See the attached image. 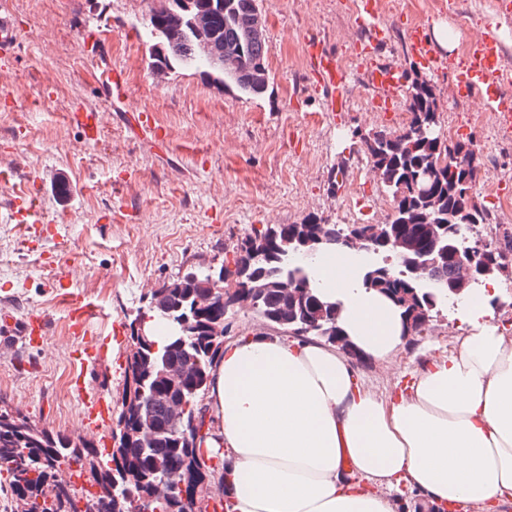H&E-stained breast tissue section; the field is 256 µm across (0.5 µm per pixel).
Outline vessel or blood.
Here are the masks:
<instances>
[{
    "instance_id": "b4317fda",
    "label": "vessel or blood",
    "mask_w": 512,
    "mask_h": 512,
    "mask_svg": "<svg viewBox=\"0 0 512 512\" xmlns=\"http://www.w3.org/2000/svg\"><path fill=\"white\" fill-rule=\"evenodd\" d=\"M356 16L362 37L355 41L353 49L364 66L362 80L373 91L378 108L391 111L399 101L403 73L382 51L389 40L390 31L379 19L378 0H358ZM19 40L20 30L15 15L0 11L1 65L11 62ZM108 40V35L96 27L84 28L80 35L84 52L98 67L94 77L100 94L105 99L126 90L122 69L117 66L105 68L101 65L103 58L108 55ZM407 41L413 59L423 71L434 73L444 66L445 56L437 50L421 24L416 23L409 27ZM306 56L316 86L325 95V111H344L351 81L349 72L320 41L308 42ZM500 59L501 46L497 38L485 37L466 63L456 70L455 86L460 96L480 97L487 111L496 116L499 124L511 128L512 96L505 94L503 88L512 83V76L502 71ZM70 118L81 128L84 140H98L101 129V114L98 110L81 106L71 112ZM10 209L18 223L30 228L40 227L45 233L50 232V225L44 224L41 212L27 195L14 196L10 201ZM45 326L44 316L30 310L20 318L8 317L0 320V334H13L31 342L36 336L42 335ZM102 357L103 350L97 345H84L75 351L81 371L74 378L73 388L81 405L85 427L93 432L103 430L112 421V405L107 397L102 392L88 390L84 383V370L97 367Z\"/></svg>"
}]
</instances>
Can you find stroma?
Here are the masks:
<instances>
[{
    "label": "stroma",
    "mask_w": 512,
    "mask_h": 512,
    "mask_svg": "<svg viewBox=\"0 0 512 512\" xmlns=\"http://www.w3.org/2000/svg\"><path fill=\"white\" fill-rule=\"evenodd\" d=\"M21 39L10 67L0 69V164L12 165L0 186V316L43 310L48 327L40 346L0 337V408L53 432L87 436L110 453V430L85 434L70 383L79 344L126 345L130 324L154 288L184 270L232 259L252 230L300 224H379L392 198L373 174L361 136L398 133V113L378 112L352 54L359 35L356 0H259L266 17L265 94L250 98L191 70L151 68L145 22L156 0H12ZM380 20L392 31L390 51L406 75L421 72L406 28L443 24L454 41L447 63L430 80L442 103V125L454 141L479 145L477 202L488 213L486 242L512 235V133L498 129L479 99L454 91V72L473 42L494 35L512 59V7L503 0H455L452 10L432 0H379ZM101 28L112 39V61L127 82L124 109H105L84 57L78 28ZM316 39L346 62L349 106L324 109L310 80L305 45ZM101 109L102 131L89 144L70 122L76 105ZM148 112L165 133L158 150L133 135L128 113ZM25 193L39 202L51 234L35 248L24 225L10 220L8 202ZM68 272L67 293L54 290V266ZM487 319L512 336V267L494 279ZM101 312L84 339L71 332L73 300ZM456 302H444L424 335L404 340L395 369L370 357L356 365L377 392L402 388L422 352L453 348L469 330Z\"/></svg>",
    "instance_id": "obj_1"
}]
</instances>
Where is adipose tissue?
Here are the masks:
<instances>
[{"label":"adipose tissue","instance_id":"1","mask_svg":"<svg viewBox=\"0 0 512 512\" xmlns=\"http://www.w3.org/2000/svg\"><path fill=\"white\" fill-rule=\"evenodd\" d=\"M341 254L332 269L313 263L311 280L339 303L358 352L393 361L403 318L364 287L358 252ZM484 307L468 297L459 313L471 332L383 397L335 346L246 328L225 344L204 400L213 496L229 512H397L378 489L403 485L427 506L507 512L512 338L483 324Z\"/></svg>","mask_w":512,"mask_h":512}]
</instances>
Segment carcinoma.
<instances>
[{
    "instance_id": "carcinoma-1",
    "label": "carcinoma",
    "mask_w": 512,
    "mask_h": 512,
    "mask_svg": "<svg viewBox=\"0 0 512 512\" xmlns=\"http://www.w3.org/2000/svg\"><path fill=\"white\" fill-rule=\"evenodd\" d=\"M171 9L178 19L151 15L146 29L152 45V68L159 74L175 70H196L214 83L236 89L249 97L266 92L270 76L260 81L256 73L268 71V44L266 37L254 34V19L258 11L257 0H171ZM202 12L208 16L207 42L210 53L200 52L199 41L191 26L192 15ZM236 57V63L219 70L213 60L224 58V51ZM410 119L407 127L397 135L382 131L362 139L364 152L372 165L381 171L382 184L392 196L394 206L400 209L390 221L389 230L405 233L416 240V249L407 262L393 265H371L364 270V283L369 288H381L398 293L412 288L422 292L424 283L412 273V262L422 255L437 253L448 244L460 245L468 230L487 221V212L475 202L476 171L480 157L473 150H463L462 143L448 142L437 148L427 126H437L431 117L439 113L437 97L429 81L412 79L408 91ZM433 170L436 180L430 192L421 191L419 174ZM437 211L439 223H451V232L439 244L428 242L421 233L420 219L430 210ZM296 230L294 224H282L254 230L243 239L249 245L245 253H236L232 263L221 262L217 269L236 276L241 284L244 268L263 275L270 285L266 293L255 299L253 312L265 322L288 332L292 316L314 317L319 307H306L288 313L279 295L283 280L302 282L310 287L308 271L296 264L299 252L288 243ZM278 234V250L262 259L252 260V249L263 248V239L269 233ZM455 252L439 258L423 271L428 284L448 286L456 275ZM210 271L197 268L172 280L173 288H160L158 303L170 313L155 317L165 323L170 339L163 345L140 347L135 336L128 337V355L124 374L133 375V383H125L124 394L133 402L121 408L117 428L112 431L114 441L111 459H100L95 447L76 446L70 439L53 434L44 428L32 426L27 419L0 409V464L9 468L10 488L17 501L26 506V512H141L139 505L151 495L156 480L167 469H176L185 482L201 493L202 505L206 499L207 469L201 468L200 448H190L194 434H183L169 428L167 400L169 396H182L189 406L188 414L202 415L199 403L209 382L210 370L220 357L223 339L209 335V327L217 319L230 318L224 312V293L215 292V298L204 314L194 312L196 295L205 291ZM186 322L189 331L181 330ZM187 346H182L180 337ZM198 360V368L191 384L182 390L169 389L159 376L165 363H178L186 353ZM203 385L193 391L196 385ZM154 393V397H141L140 391ZM143 427L158 430L155 443L144 448L139 441ZM150 512H186L179 498L167 499L150 505Z\"/></svg>"
}]
</instances>
